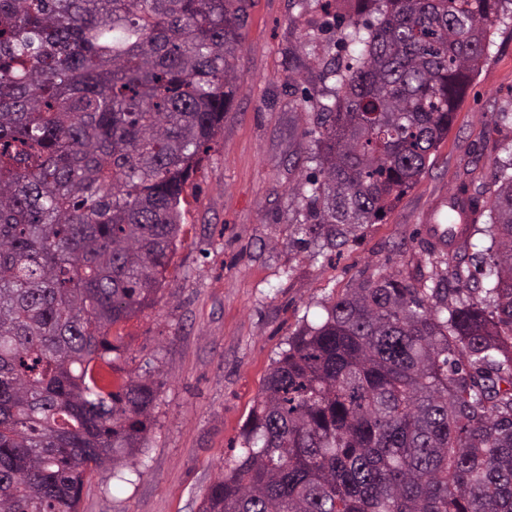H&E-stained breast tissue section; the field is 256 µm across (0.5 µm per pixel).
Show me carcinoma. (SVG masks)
Instances as JSON below:
<instances>
[{
    "instance_id": "1",
    "label": "carcinoma",
    "mask_w": 512,
    "mask_h": 512,
    "mask_svg": "<svg viewBox=\"0 0 512 512\" xmlns=\"http://www.w3.org/2000/svg\"><path fill=\"white\" fill-rule=\"evenodd\" d=\"M243 0H0V512H78L129 483L157 401L112 390V327L153 304L185 187L224 128ZM324 63L298 233L339 249L448 136L507 0H353ZM461 288L391 273L288 337L199 512H512V173Z\"/></svg>"
}]
</instances>
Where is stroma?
<instances>
[{
	"label": "stroma",
	"instance_id": "obj_1",
	"mask_svg": "<svg viewBox=\"0 0 512 512\" xmlns=\"http://www.w3.org/2000/svg\"><path fill=\"white\" fill-rule=\"evenodd\" d=\"M238 54L243 83L224 129L189 181L183 229L156 305L115 326L123 357L112 379L153 376L158 396L139 476L85 488L79 512H198L241 432L273 359L344 289L393 273L447 276L427 256L424 228L448 221L460 191L493 192L496 164L512 159V4L496 18L482 63L453 123L416 182L382 221L341 249L299 245L303 195L315 168L310 113L329 87L319 59L340 55L335 15L348 0H245Z\"/></svg>",
	"mask_w": 512,
	"mask_h": 512
}]
</instances>
